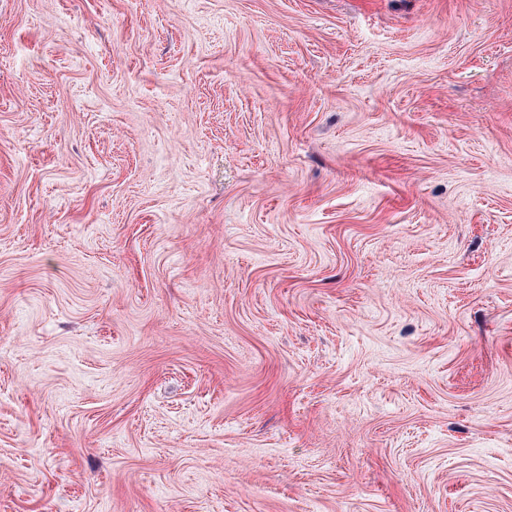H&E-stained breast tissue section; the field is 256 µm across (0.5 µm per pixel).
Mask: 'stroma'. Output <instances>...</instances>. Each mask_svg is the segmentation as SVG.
<instances>
[{
    "label": "stroma",
    "mask_w": 512,
    "mask_h": 512,
    "mask_svg": "<svg viewBox=\"0 0 512 512\" xmlns=\"http://www.w3.org/2000/svg\"><path fill=\"white\" fill-rule=\"evenodd\" d=\"M0 512H512V0H0Z\"/></svg>",
    "instance_id": "35a3bbf8"
}]
</instances>
